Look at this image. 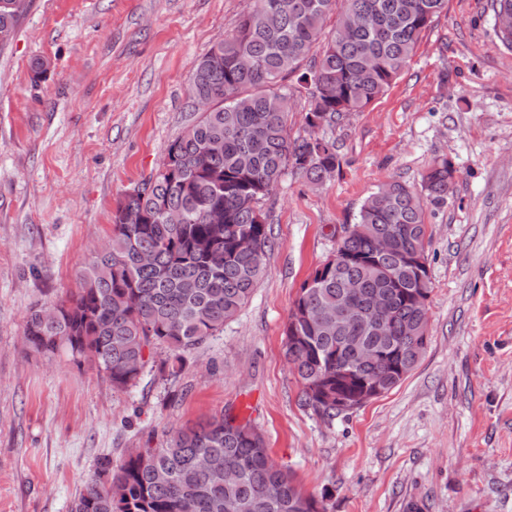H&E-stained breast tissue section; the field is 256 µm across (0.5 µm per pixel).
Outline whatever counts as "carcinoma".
I'll use <instances>...</instances> for the list:
<instances>
[{"label": "carcinoma", "instance_id": "obj_1", "mask_svg": "<svg viewBox=\"0 0 512 512\" xmlns=\"http://www.w3.org/2000/svg\"><path fill=\"white\" fill-rule=\"evenodd\" d=\"M0 0V29L17 30L22 15ZM275 4L277 18L264 19ZM447 0H254L230 35L200 57L190 78L196 98L212 103L172 141L169 174L150 173L119 199L112 236L91 259L79 288L26 321V345L60 351L104 373L117 389L138 383L151 350L167 357L160 373L177 380L185 355L224 329L250 299L265 273L270 228L260 203L288 172L312 183L340 166L336 140L321 130L361 112L403 74L417 45ZM495 28L512 50V0H492ZM346 31L349 36L338 37ZM247 58L249 65L240 63ZM299 73L294 85L287 77ZM306 94V133H288L287 99ZM456 170L435 159L421 188L392 179L362 203L353 229L304 283L288 315L285 355L303 385V401L334 418L361 407L364 388L398 387L426 350L415 328L428 310L414 298L428 268L406 258L426 254L424 202L443 204ZM178 210L170 224L163 209ZM141 217L127 224L124 216ZM392 240L381 252L379 241ZM152 261L144 264L140 255ZM360 287L349 297V285ZM387 302L388 333L352 323L338 328L306 312L348 305L359 311ZM386 357L353 359L345 341L356 334ZM342 403L336 404V395ZM202 455L221 469L201 471ZM72 512H328L327 493L307 494L269 456L263 436L231 415L180 427L159 448H132L114 468L103 458L86 480Z\"/></svg>", "mask_w": 512, "mask_h": 512}]
</instances>
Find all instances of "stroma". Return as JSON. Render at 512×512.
Masks as SVG:
<instances>
[{"mask_svg": "<svg viewBox=\"0 0 512 512\" xmlns=\"http://www.w3.org/2000/svg\"><path fill=\"white\" fill-rule=\"evenodd\" d=\"M252 5L33 0L0 51V512H71L101 457L228 412L330 512H512V51L490 0H448L403 75L337 123L331 180L291 172L262 201L265 275L178 382L161 350L120 390L25 344L30 309L78 288L118 200L195 119L196 64ZM441 155L456 181L425 206L427 349L393 391L322 418L285 356L292 303L380 184L420 185Z\"/></svg>", "mask_w": 512, "mask_h": 512, "instance_id": "1", "label": "stroma"}]
</instances>
